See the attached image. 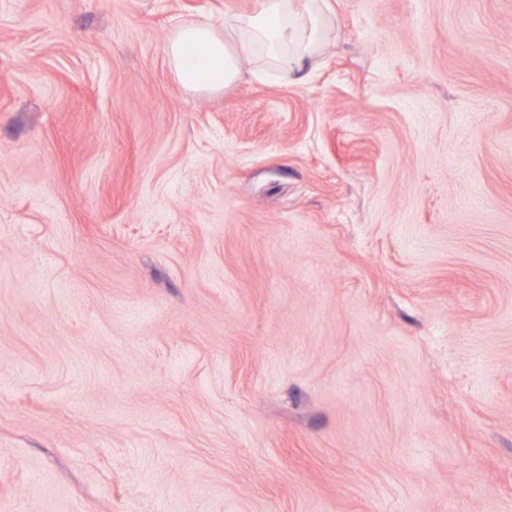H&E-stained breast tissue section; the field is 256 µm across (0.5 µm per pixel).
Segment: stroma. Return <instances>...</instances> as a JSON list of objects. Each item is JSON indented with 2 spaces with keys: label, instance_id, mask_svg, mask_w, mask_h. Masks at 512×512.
<instances>
[{
  "label": "stroma",
  "instance_id": "1",
  "mask_svg": "<svg viewBox=\"0 0 512 512\" xmlns=\"http://www.w3.org/2000/svg\"><path fill=\"white\" fill-rule=\"evenodd\" d=\"M0 0V512H512V0ZM246 16L224 19V33L208 21L179 25L172 33L166 58L180 85L189 92L217 93L243 75L241 61L257 71L290 77L312 61L325 43L332 24L330 0H260ZM200 47L204 57L191 63L189 51Z\"/></svg>",
  "mask_w": 512,
  "mask_h": 512
}]
</instances>
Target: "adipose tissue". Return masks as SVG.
<instances>
[{
	"mask_svg": "<svg viewBox=\"0 0 512 512\" xmlns=\"http://www.w3.org/2000/svg\"><path fill=\"white\" fill-rule=\"evenodd\" d=\"M332 15L330 0H260L257 11L227 17L220 29L207 21L179 25L166 46L167 62L180 85L195 93L234 85L245 59L257 71L288 77L319 53Z\"/></svg>",
	"mask_w": 512,
	"mask_h": 512,
	"instance_id": "obj_1",
	"label": "adipose tissue"
}]
</instances>
